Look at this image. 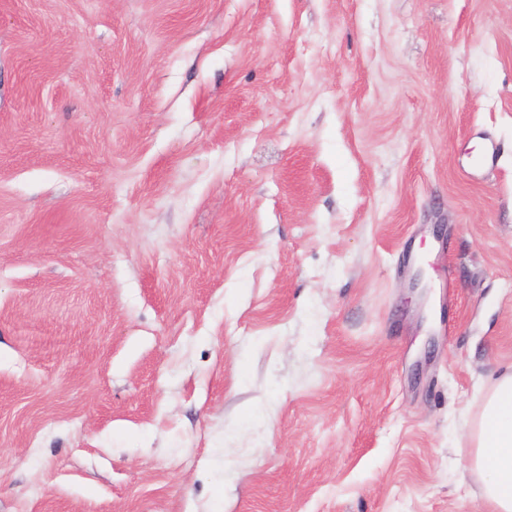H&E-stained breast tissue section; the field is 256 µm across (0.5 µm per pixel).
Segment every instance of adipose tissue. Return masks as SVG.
<instances>
[{"label":"adipose tissue","instance_id":"adipose-tissue-1","mask_svg":"<svg viewBox=\"0 0 512 512\" xmlns=\"http://www.w3.org/2000/svg\"><path fill=\"white\" fill-rule=\"evenodd\" d=\"M471 440L470 465L485 476L480 497L488 512H512V364L497 374Z\"/></svg>","mask_w":512,"mask_h":512}]
</instances>
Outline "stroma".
<instances>
[{
  "instance_id": "stroma-1",
  "label": "stroma",
  "mask_w": 512,
  "mask_h": 512,
  "mask_svg": "<svg viewBox=\"0 0 512 512\" xmlns=\"http://www.w3.org/2000/svg\"><path fill=\"white\" fill-rule=\"evenodd\" d=\"M508 363L512 0H0V512H488ZM471 440L470 465L486 476L481 499L489 512H512V364L495 377Z\"/></svg>"
}]
</instances>
